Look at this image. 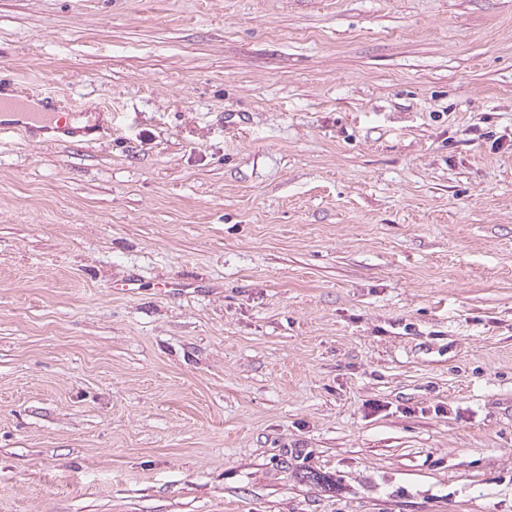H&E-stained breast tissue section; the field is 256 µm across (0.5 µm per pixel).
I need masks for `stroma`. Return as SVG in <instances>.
I'll return each instance as SVG.
<instances>
[{"label":"stroma","instance_id":"obj_1","mask_svg":"<svg viewBox=\"0 0 512 512\" xmlns=\"http://www.w3.org/2000/svg\"><path fill=\"white\" fill-rule=\"evenodd\" d=\"M1 76L112 134H0V512H512V0H0Z\"/></svg>","mask_w":512,"mask_h":512}]
</instances>
